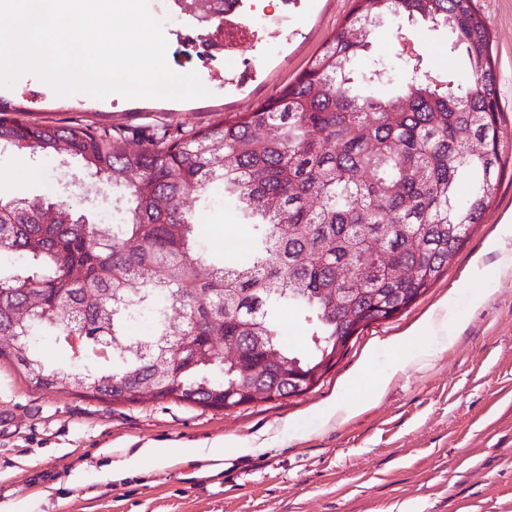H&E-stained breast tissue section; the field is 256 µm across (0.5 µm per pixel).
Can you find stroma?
Returning a JSON list of instances; mask_svg holds the SVG:
<instances>
[{
  "label": "stroma",
  "instance_id": "obj_1",
  "mask_svg": "<svg viewBox=\"0 0 512 512\" xmlns=\"http://www.w3.org/2000/svg\"><path fill=\"white\" fill-rule=\"evenodd\" d=\"M192 0H148L163 22L166 62L197 73L207 96L188 100L60 96L34 75L0 88V115L64 126L108 127L139 148L151 137L195 131L253 111L282 93L344 24L353 0H246L225 39L216 22H199ZM492 39L502 137L508 161L480 224L433 282L406 309L354 335L339 362L304 393L221 410L169 399L113 404L32 387L0 364V506L11 512H512V0H475ZM191 30L222 44L223 73L177 50ZM354 65L404 48L429 69L465 72L449 53L448 32L421 24L402 33L372 30ZM0 194L62 200L97 224H116L111 188L87 176L81 161L22 155L0 146ZM186 206L213 253L237 250L244 218L214 183ZM486 293L474 304L472 297ZM447 304L451 342L419 340L421 359L396 367L392 338L439 302ZM370 377L390 376L367 400L365 385L345 380L362 356ZM359 403L358 414L324 421L331 401ZM266 439L255 455L228 448L219 460L135 471L124 458L141 448Z\"/></svg>",
  "mask_w": 512,
  "mask_h": 512
}]
</instances>
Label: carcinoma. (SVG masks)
I'll return each mask as SVG.
<instances>
[{"instance_id":"cac0c4a2","label":"carcinoma","mask_w":512,"mask_h":512,"mask_svg":"<svg viewBox=\"0 0 512 512\" xmlns=\"http://www.w3.org/2000/svg\"><path fill=\"white\" fill-rule=\"evenodd\" d=\"M418 22L448 30L469 80L426 75L419 54L379 60L396 95L376 96L353 59L371 29ZM501 117L474 0H355L280 97L176 140L130 149L105 128L0 118V143L78 158L126 206L123 223L93 224L61 201L0 197V252L19 259L0 271V336L14 342L0 361L38 389L112 403L220 409L303 392L361 325L422 294L480 222L502 172ZM469 141L482 150L462 155ZM217 179L249 236L216 262L185 200ZM32 294L53 315L21 312ZM283 309L310 331L305 356L281 333ZM144 317L153 334L127 336ZM42 326L63 349L84 337L82 369L35 356ZM184 336L198 358L176 354Z\"/></svg>"}]
</instances>
